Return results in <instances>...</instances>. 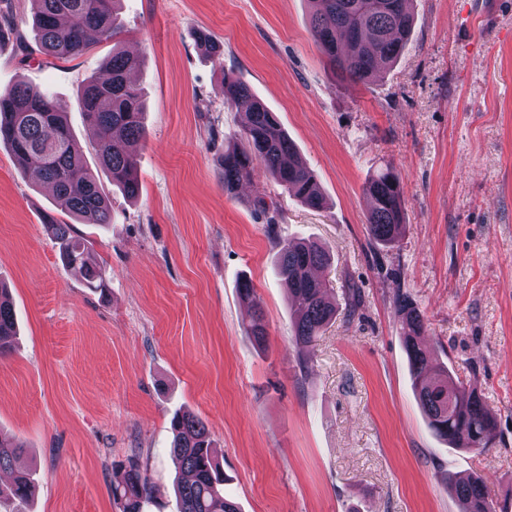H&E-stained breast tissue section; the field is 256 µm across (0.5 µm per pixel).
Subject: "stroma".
Segmentation results:
<instances>
[{
    "label": "stroma",
    "instance_id": "stroma-1",
    "mask_svg": "<svg viewBox=\"0 0 512 512\" xmlns=\"http://www.w3.org/2000/svg\"><path fill=\"white\" fill-rule=\"evenodd\" d=\"M406 52L362 84L332 77L309 0H121L115 42L44 55L31 0H0V91L25 83L64 112L111 200L106 226L74 222L110 279L107 296L66 268L43 216L52 194L0 148V283L17 340L0 357V429L25 442L36 489L18 512H119L118 465L146 468L141 512H177L170 419L207 425L240 512H460L446 475H485L512 504V0H415ZM207 31L222 54L201 50ZM138 58L144 138L138 198L113 189L82 116L80 89L113 46ZM232 76L272 112L327 205L302 206L265 175L224 191V137L244 124L224 100ZM392 166L405 226L391 247L367 232L369 177ZM265 195L275 226L253 205ZM333 255L319 275L338 304L315 341L295 344L276 276L279 240ZM256 289L241 302L242 279ZM360 293L349 308L347 289ZM407 293L432 362L477 378L494 445L449 447L410 380L394 308ZM267 321L258 347L251 306Z\"/></svg>",
    "mask_w": 512,
    "mask_h": 512
}]
</instances>
